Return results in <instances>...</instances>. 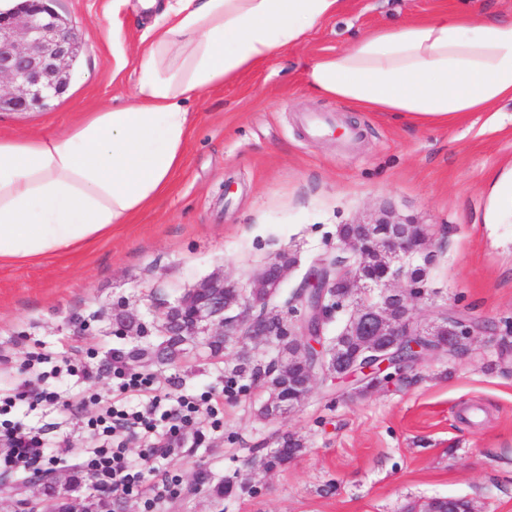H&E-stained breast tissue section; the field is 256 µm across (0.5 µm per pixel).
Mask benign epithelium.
Returning a JSON list of instances; mask_svg holds the SVG:
<instances>
[{
	"label": "benign epithelium",
	"mask_w": 512,
	"mask_h": 512,
	"mask_svg": "<svg viewBox=\"0 0 512 512\" xmlns=\"http://www.w3.org/2000/svg\"><path fill=\"white\" fill-rule=\"evenodd\" d=\"M82 50V40L72 22L46 8L45 0H27L22 10L0 12V105L11 111L46 108L49 101L66 92L71 73ZM413 219H396L386 210L355 222L358 231L338 232L337 253L315 261L288 301L295 309L297 337L290 347L307 360L312 385L316 374L344 377L360 375L359 390L369 391L404 378L424 359L420 351L452 352L457 344L487 332V328L448 312H437L435 320L421 328L414 324L418 302L428 295L427 285L406 280V268L420 256L423 266L433 264L432 234L418 233ZM376 262L379 273L363 272L367 260ZM299 263L295 256L281 254L256 270L254 288L245 293L222 275L200 281L190 292L168 307L162 332L165 336H206L222 340H267L268 302L282 286L287 274ZM346 289L336 296V289ZM349 312L339 335L361 337L362 349L343 358L339 347L323 346L326 325L334 316ZM52 477L36 478L20 497L12 501V512H44L49 498L40 489L57 483Z\"/></svg>",
	"instance_id": "7a95c632"
}]
</instances>
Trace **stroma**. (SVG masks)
I'll list each match as a JSON object with an SVG mask.
<instances>
[{
  "instance_id": "stroma-1",
  "label": "stroma",
  "mask_w": 512,
  "mask_h": 512,
  "mask_svg": "<svg viewBox=\"0 0 512 512\" xmlns=\"http://www.w3.org/2000/svg\"><path fill=\"white\" fill-rule=\"evenodd\" d=\"M139 0H53L72 20L83 51L67 91L45 109L0 111V135L57 132L82 112L126 104L135 92L140 40L152 15ZM440 7L512 19V0H343L340 16L304 41L274 52L223 86L190 101L192 129L171 189L127 228L90 252L63 261L0 266V392L26 384L28 352L90 358L87 378L60 376L40 385L64 395L105 394L106 365L151 374L162 391L195 396L219 389L239 349L268 363L272 342L230 343L211 357L188 348L173 365L136 362L153 348L170 304L219 273L250 287L254 272L283 252L299 267L269 310L288 300L313 262L336 250L340 225L387 208L428 225L439 247L428 271L420 321L448 307L488 325L460 357H430L404 383L358 395L350 384L316 378L306 401L265 418L261 383L224 400L222 425L186 431L147 484L176 476L180 495L145 510L142 500L114 501V512H404L432 498L460 497L479 512H512V102L498 113L471 112L447 127L421 128L311 91L306 67L343 50L351 38ZM119 24L118 43L107 30ZM332 117L335 134L310 138L303 120ZM126 313L148 336L116 333ZM82 412L13 409V421L39 429L51 445L87 446ZM291 433L304 450L271 471L253 457ZM232 479L221 500L196 489L200 472Z\"/></svg>"
}]
</instances>
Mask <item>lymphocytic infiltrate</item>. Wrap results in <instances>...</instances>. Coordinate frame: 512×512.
Masks as SVG:
<instances>
[{
  "instance_id": "f902f5d3",
  "label": "lymphocytic infiltrate",
  "mask_w": 512,
  "mask_h": 512,
  "mask_svg": "<svg viewBox=\"0 0 512 512\" xmlns=\"http://www.w3.org/2000/svg\"><path fill=\"white\" fill-rule=\"evenodd\" d=\"M110 374L119 378V392L145 396V403L129 408L118 405L114 395L101 397V408L88 419L85 431L89 436L104 438L103 446L76 449L71 444L47 447L39 433L20 426L0 423V469L25 471L64 466L71 456H79L81 465L92 473L101 490L113 497H140L151 493L161 499L176 494L175 483H162L144 488V472L155 469L159 459L167 457L174 442L184 430L195 423L201 407L218 413L223 395L208 397L199 404L184 397H171L153 385L151 375L114 365ZM144 443L146 450L140 462L126 455L124 439Z\"/></svg>"
}]
</instances>
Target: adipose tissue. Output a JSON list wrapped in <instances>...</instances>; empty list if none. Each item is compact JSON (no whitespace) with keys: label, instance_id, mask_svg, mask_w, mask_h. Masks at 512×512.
<instances>
[{"label":"adipose tissue","instance_id":"1","mask_svg":"<svg viewBox=\"0 0 512 512\" xmlns=\"http://www.w3.org/2000/svg\"><path fill=\"white\" fill-rule=\"evenodd\" d=\"M340 0H142L135 94L65 131L0 136V265L95 246L163 195L184 158L190 99L298 44ZM322 96L422 127L512 101V20L440 10L357 35L306 72Z\"/></svg>","mask_w":512,"mask_h":512}]
</instances>
